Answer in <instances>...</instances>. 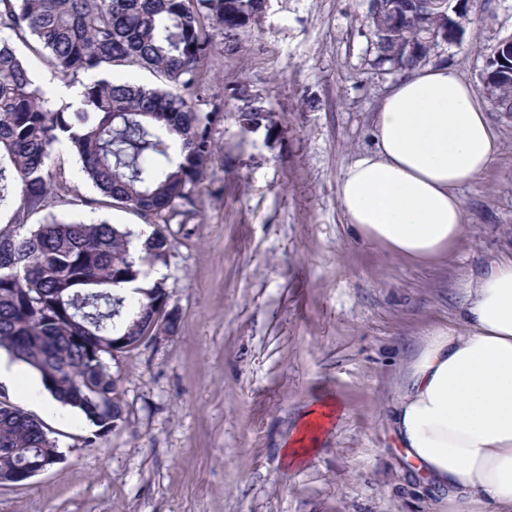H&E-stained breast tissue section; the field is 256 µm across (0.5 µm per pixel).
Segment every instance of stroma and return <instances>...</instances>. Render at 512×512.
Returning a JSON list of instances; mask_svg holds the SVG:
<instances>
[{
    "label": "stroma",
    "mask_w": 512,
    "mask_h": 512,
    "mask_svg": "<svg viewBox=\"0 0 512 512\" xmlns=\"http://www.w3.org/2000/svg\"><path fill=\"white\" fill-rule=\"evenodd\" d=\"M464 5L480 27L428 62L477 86L512 36V0ZM210 30L201 94L224 102L217 158L155 267L178 331L112 361L126 414L99 440L72 409L45 413L0 384L60 452L24 484L0 483V512H448L397 448L389 406L426 331L457 318V282L512 247V113L490 114L501 152L463 191L462 245L417 264L357 238L336 200L396 79L371 65L366 0H268L230 53ZM251 106L269 121L246 131ZM60 161L57 217L144 225L96 204L76 158ZM329 398L341 406L331 431L290 465L284 440Z\"/></svg>",
    "instance_id": "stroma-1"
}]
</instances>
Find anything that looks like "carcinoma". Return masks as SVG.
Wrapping results in <instances>:
<instances>
[{
	"label": "carcinoma",
	"mask_w": 512,
	"mask_h": 512,
	"mask_svg": "<svg viewBox=\"0 0 512 512\" xmlns=\"http://www.w3.org/2000/svg\"><path fill=\"white\" fill-rule=\"evenodd\" d=\"M448 0H370L373 66L384 72L421 65L455 34L429 18L451 13ZM265 0H0V350L33 370L62 405L112 432L117 381L106 359L112 339L141 336V313L167 292L162 283L126 285L166 262L168 224L193 203L214 161L213 127L224 103L200 97L214 53L208 22L224 38L248 28ZM70 84L78 104L55 107L36 84L25 54ZM157 74L185 94L115 81L113 68ZM498 112H512V41L497 44L482 72ZM65 148L77 157L101 203L154 223L138 253L118 224L59 220L50 208L64 186L53 170ZM73 299L67 317L59 301ZM45 425L0 401V469L21 472L27 456L55 448ZM5 448L23 452L3 454Z\"/></svg>",
	"instance_id": "obj_1"
}]
</instances>
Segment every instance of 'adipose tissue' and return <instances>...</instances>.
<instances>
[{
  "label": "adipose tissue",
  "mask_w": 512,
  "mask_h": 512,
  "mask_svg": "<svg viewBox=\"0 0 512 512\" xmlns=\"http://www.w3.org/2000/svg\"><path fill=\"white\" fill-rule=\"evenodd\" d=\"M373 147L344 169L337 202L359 237L427 263L456 251L467 209L463 187L496 161L498 136L472 84L445 66L405 73L371 118ZM458 287L456 322L431 327L390 405L398 447L453 512H512V249ZM0 383L46 411L60 405L23 367L0 359ZM332 412L315 405L286 442L299 463Z\"/></svg>",
  "instance_id": "1"
}]
</instances>
